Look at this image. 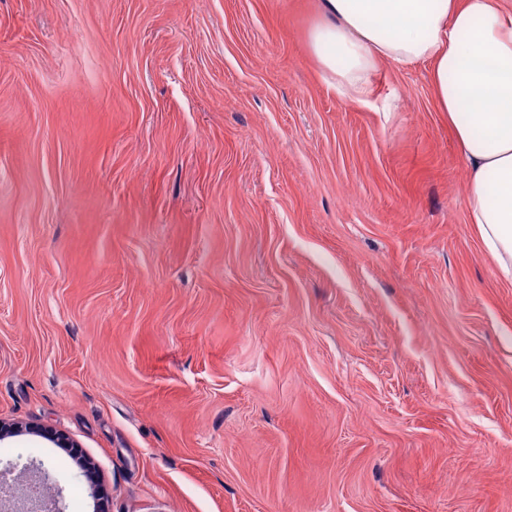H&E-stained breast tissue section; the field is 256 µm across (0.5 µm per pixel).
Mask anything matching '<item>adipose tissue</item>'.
<instances>
[{
	"mask_svg": "<svg viewBox=\"0 0 512 512\" xmlns=\"http://www.w3.org/2000/svg\"><path fill=\"white\" fill-rule=\"evenodd\" d=\"M307 41L324 81L365 105L382 61L430 64L468 164V221L512 280V12L498 0H320Z\"/></svg>",
	"mask_w": 512,
	"mask_h": 512,
	"instance_id": "obj_1",
	"label": "adipose tissue"
}]
</instances>
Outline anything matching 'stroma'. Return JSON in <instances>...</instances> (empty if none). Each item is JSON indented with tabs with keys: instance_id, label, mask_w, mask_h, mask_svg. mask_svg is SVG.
<instances>
[{
	"instance_id": "35a3bbf8",
	"label": "stroma",
	"mask_w": 512,
	"mask_h": 512,
	"mask_svg": "<svg viewBox=\"0 0 512 512\" xmlns=\"http://www.w3.org/2000/svg\"><path fill=\"white\" fill-rule=\"evenodd\" d=\"M317 14L0 0V470L63 512H512V281L430 67L343 99Z\"/></svg>"
}]
</instances>
